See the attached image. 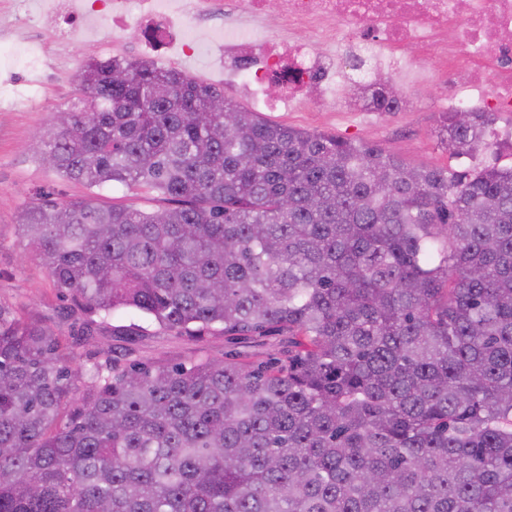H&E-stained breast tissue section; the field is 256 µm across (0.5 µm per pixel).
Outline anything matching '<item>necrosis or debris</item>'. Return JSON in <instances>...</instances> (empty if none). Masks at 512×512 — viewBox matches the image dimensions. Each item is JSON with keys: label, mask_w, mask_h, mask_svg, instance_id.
<instances>
[{"label": "necrosis or debris", "mask_w": 512, "mask_h": 512, "mask_svg": "<svg viewBox=\"0 0 512 512\" xmlns=\"http://www.w3.org/2000/svg\"><path fill=\"white\" fill-rule=\"evenodd\" d=\"M20 9L29 32L17 54L37 57L46 32L101 44L133 23L141 57H207L259 112L332 108L348 95L342 63L354 51L417 84L433 60L466 62V82L446 71L440 106L512 112V0H21ZM406 46L417 55L403 54Z\"/></svg>", "instance_id": "1"}]
</instances>
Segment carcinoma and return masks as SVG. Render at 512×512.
<instances>
[{
	"label": "carcinoma",
	"mask_w": 512,
	"mask_h": 512,
	"mask_svg": "<svg viewBox=\"0 0 512 512\" xmlns=\"http://www.w3.org/2000/svg\"><path fill=\"white\" fill-rule=\"evenodd\" d=\"M81 90L43 162L169 207L21 215L87 319L70 341L0 305V512H512V167L410 168L147 63L91 65ZM492 123L446 113L450 155ZM125 311L288 350L144 364L108 346L84 366Z\"/></svg>",
	"instance_id": "cac0c4a2"
}]
</instances>
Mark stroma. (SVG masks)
<instances>
[{
  "label": "stroma",
  "instance_id": "stroma-1",
  "mask_svg": "<svg viewBox=\"0 0 512 512\" xmlns=\"http://www.w3.org/2000/svg\"><path fill=\"white\" fill-rule=\"evenodd\" d=\"M95 46L76 40L58 44L51 36L42 40L40 58H23L15 64L22 83H13L10 72L0 68V100L39 89L43 106L37 111L0 110V305L20 301L35 302L36 308L54 330L63 336L74 333L73 318L68 317L69 301L60 299L47 272L36 263L19 266L25 242L17 235L16 224L22 211L51 197L58 202L90 198L100 204H119L130 208L152 209L153 195L147 187L105 186L88 188L85 184L61 178L45 169L37 160L33 146L37 132L49 127L54 112L76 106L82 97L79 74L83 67L98 59ZM402 100L410 102L405 112H377L369 107L347 110L338 104L332 112H269V122L312 132L335 135L382 149L415 168H447L465 171L474 167L512 165V112H498L490 127L486 146L473 157L452 158L441 141L444 115L434 107L444 98L447 87L434 81L422 86L395 81ZM114 326H136L140 339L133 344L123 337L109 336L117 355L148 362L167 356L187 361L197 355L224 358L225 355H251L261 361L282 357L288 338L271 336H178L160 330L151 321L132 312H123L110 320Z\"/></svg>",
  "mask_w": 512,
  "mask_h": 512
}]
</instances>
